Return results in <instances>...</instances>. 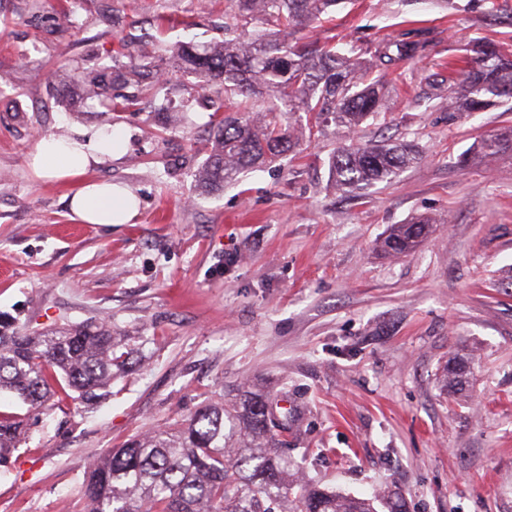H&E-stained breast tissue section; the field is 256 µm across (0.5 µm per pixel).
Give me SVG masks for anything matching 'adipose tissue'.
Returning a JSON list of instances; mask_svg holds the SVG:
<instances>
[{"mask_svg":"<svg viewBox=\"0 0 512 512\" xmlns=\"http://www.w3.org/2000/svg\"><path fill=\"white\" fill-rule=\"evenodd\" d=\"M125 134L112 126L72 128L41 137L31 155V167L40 177L60 182L78 180L69 208L83 224H129L137 217L136 199L121 185L109 181L80 183L93 166L121 157Z\"/></svg>","mask_w":512,"mask_h":512,"instance_id":"adipose-tissue-1","label":"adipose tissue"}]
</instances>
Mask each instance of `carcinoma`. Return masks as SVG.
I'll use <instances>...</instances> for the list:
<instances>
[{
	"label": "carcinoma",
	"mask_w": 512,
	"mask_h": 512,
	"mask_svg": "<svg viewBox=\"0 0 512 512\" xmlns=\"http://www.w3.org/2000/svg\"><path fill=\"white\" fill-rule=\"evenodd\" d=\"M344 2L224 0L229 22L223 41L178 44L166 73L157 69L148 45L131 50L122 42L112 66L73 76L80 88L77 102L130 105L143 85L162 88L181 73L193 76L202 90L222 87L229 99L271 96L268 111L303 112L310 130L332 122L353 132L382 111L386 73L421 56L426 42L402 33L343 53L330 41L302 35ZM270 21L272 29L266 28ZM445 82L442 104L449 112H480L512 101V51L474 42L469 56L448 64ZM130 88V94L119 95L120 103L108 94ZM210 138V154L196 174L209 190L223 188L244 169L287 158L298 143L291 127L238 113L215 120ZM506 144L512 145V127L485 139L481 153L494 159ZM420 158L404 141L350 143L332 154L329 169L337 190L358 196ZM432 223L421 216L396 225L384 239L385 249L399 256L411 253ZM121 347L112 325L103 321L28 333L4 317L0 393L38 408L55 397L63 381L84 408L92 409L127 368L129 353ZM286 431L288 416L275 417L259 395L208 404L174 428L147 432L94 460L84 483L87 512H377L372 500L293 485V463L281 439ZM26 432L25 419L0 415V465Z\"/></svg>",
	"instance_id": "1"
}]
</instances>
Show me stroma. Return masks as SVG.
<instances>
[{"label":"stroma","mask_w":512,"mask_h":512,"mask_svg":"<svg viewBox=\"0 0 512 512\" xmlns=\"http://www.w3.org/2000/svg\"><path fill=\"white\" fill-rule=\"evenodd\" d=\"M411 33L427 44L387 80L383 112L355 138L417 144L422 157L352 197L336 190L335 125L282 163L207 191L195 172L223 94L169 125L183 75L129 110L71 111L61 79L111 65L118 41L158 50L224 36V0H0V313L30 328L111 324L133 351L93 410L58 395L40 414L0 412L28 439L0 466V512H81L86 471L106 449L244 389L292 411L299 481L344 496L399 494L404 512H512V152L483 160L512 112H447L429 82L469 41L512 45V0H347L314 37L361 43ZM109 124L124 155L91 180L140 201L132 224H81L74 184L37 178L41 136ZM436 218L410 255L391 227ZM465 367L461 392L443 369Z\"/></svg>","instance_id":"obj_1"}]
</instances>
